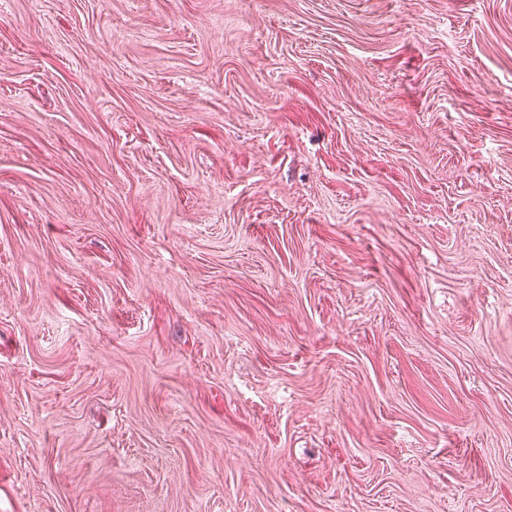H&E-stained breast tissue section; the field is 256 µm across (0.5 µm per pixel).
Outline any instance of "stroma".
Returning <instances> with one entry per match:
<instances>
[{"label":"stroma","mask_w":512,"mask_h":512,"mask_svg":"<svg viewBox=\"0 0 512 512\" xmlns=\"http://www.w3.org/2000/svg\"><path fill=\"white\" fill-rule=\"evenodd\" d=\"M0 512H512V0H0Z\"/></svg>","instance_id":"35a3bbf8"}]
</instances>
